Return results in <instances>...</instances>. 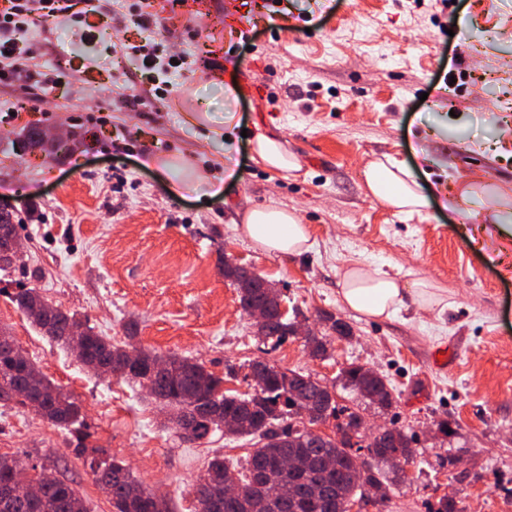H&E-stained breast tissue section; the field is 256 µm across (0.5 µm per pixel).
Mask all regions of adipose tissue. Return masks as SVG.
Listing matches in <instances>:
<instances>
[{
  "label": "adipose tissue",
  "mask_w": 512,
  "mask_h": 512,
  "mask_svg": "<svg viewBox=\"0 0 512 512\" xmlns=\"http://www.w3.org/2000/svg\"><path fill=\"white\" fill-rule=\"evenodd\" d=\"M163 182L173 192H196L209 188L211 195H220L222 186H206L198 174L188 171L182 159L174 156L152 159ZM364 182L369 193L388 208L402 213H422L430 200L412 172L389 159H378L366 165ZM468 202L490 215L493 224L512 223V204L508 203L498 185L473 180L454 195L444 196L442 206L456 209L458 202ZM241 233L254 248L275 255H299L310 248L306 225L293 212L268 205L248 210L243 216ZM341 302L348 310L371 318H387L403 302L404 290L399 280L377 269L360 264L348 267L342 275Z\"/></svg>",
  "instance_id": "ef3b65f1"
}]
</instances>
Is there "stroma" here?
<instances>
[{
  "mask_svg": "<svg viewBox=\"0 0 512 512\" xmlns=\"http://www.w3.org/2000/svg\"><path fill=\"white\" fill-rule=\"evenodd\" d=\"M151 3L161 24L145 30L118 0H103L95 15L76 5L34 24L14 79L0 83V204L23 243L16 267L0 269V327L82 402L88 448L125 460L173 512H193L189 490L208 460L243 463L249 439L218 431L183 442L160 428L144 388L87 372L11 302L9 290L28 283L30 269L43 272V296L96 333L119 340L136 321L143 347L195 358L218 375L229 364L246 374L263 359L331 385L352 363L387 376L393 407L365 416L416 435L413 482L357 512H433L442 497L464 512H512V237L437 201L419 215L395 212L367 194L362 176L387 156L427 194L461 176L493 181L512 200V0ZM128 39L186 58L187 68L166 76L165 109L122 107L129 83L111 75L128 68L120 51ZM48 78L61 80V95L29 111ZM212 79L236 94L210 106L212 122L192 123ZM33 126L59 144L24 146ZM260 131L299 170L260 162ZM172 154L222 194H173L147 166ZM228 164L234 177L224 175ZM261 205L294 212L310 249L256 250L239 226ZM227 259L272 282L286 310L331 313L352 337L332 338L323 360L298 337L262 344L224 278ZM356 263L405 285L427 281L441 303L428 312L408 294L389 319L351 312L340 301L341 275ZM439 346L448 349L443 369L430 361ZM75 444L31 409L0 406V454L54 465L88 512H113Z\"/></svg>",
  "mask_w": 512,
  "mask_h": 512,
  "instance_id": "1",
  "label": "stroma"
}]
</instances>
